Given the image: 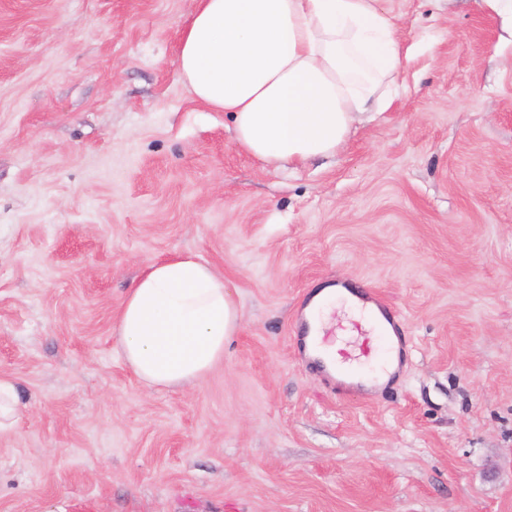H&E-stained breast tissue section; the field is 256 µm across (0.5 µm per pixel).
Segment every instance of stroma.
Returning <instances> with one entry per match:
<instances>
[{
  "instance_id": "stroma-1",
  "label": "stroma",
  "mask_w": 512,
  "mask_h": 512,
  "mask_svg": "<svg viewBox=\"0 0 512 512\" xmlns=\"http://www.w3.org/2000/svg\"><path fill=\"white\" fill-rule=\"evenodd\" d=\"M413 52L336 156L265 164L180 80L198 0H0V512H512V44L481 0H379ZM190 253L241 326L145 389L116 316ZM364 290L407 341L386 386L315 371L296 320ZM369 366L344 307L324 326ZM23 406L22 395L15 382L0 376V433L14 426Z\"/></svg>"
}]
</instances>
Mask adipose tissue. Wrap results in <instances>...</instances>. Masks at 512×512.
Masks as SVG:
<instances>
[{"label":"adipose tissue","mask_w":512,"mask_h":512,"mask_svg":"<svg viewBox=\"0 0 512 512\" xmlns=\"http://www.w3.org/2000/svg\"><path fill=\"white\" fill-rule=\"evenodd\" d=\"M377 0H199L179 75L229 113L235 143L269 165L335 156L363 113L388 110L409 51ZM240 307L223 275L192 254L152 263L122 304L117 336L149 389L204 381L224 358Z\"/></svg>","instance_id":"adipose-tissue-1"}]
</instances>
